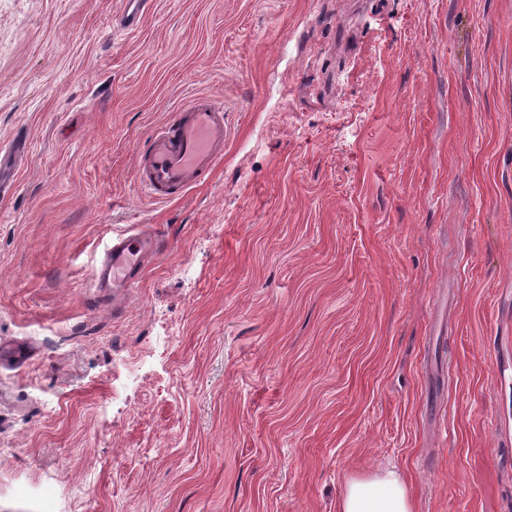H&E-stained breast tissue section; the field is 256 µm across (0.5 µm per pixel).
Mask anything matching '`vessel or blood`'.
I'll return each mask as SVG.
<instances>
[{
  "label": "vessel or blood",
  "mask_w": 512,
  "mask_h": 512,
  "mask_svg": "<svg viewBox=\"0 0 512 512\" xmlns=\"http://www.w3.org/2000/svg\"><path fill=\"white\" fill-rule=\"evenodd\" d=\"M148 0H125L119 29H137ZM224 158V105L208 95H196L184 103L172 120L152 132L140 156L138 181L154 198L173 201L208 179ZM162 254L160 236L154 231L123 234L112 242L106 257L92 273L93 287L112 291L120 302L132 288L145 261Z\"/></svg>",
  "instance_id": "b4317fda"
}]
</instances>
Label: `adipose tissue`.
<instances>
[{
	"label": "adipose tissue",
	"instance_id": "1",
	"mask_svg": "<svg viewBox=\"0 0 512 512\" xmlns=\"http://www.w3.org/2000/svg\"><path fill=\"white\" fill-rule=\"evenodd\" d=\"M336 512H416L404 471L386 462L349 476L336 501Z\"/></svg>",
	"mask_w": 512,
	"mask_h": 512
}]
</instances>
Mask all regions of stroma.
Segmentation results:
<instances>
[{"label": "stroma", "mask_w": 512, "mask_h": 512, "mask_svg": "<svg viewBox=\"0 0 512 512\" xmlns=\"http://www.w3.org/2000/svg\"><path fill=\"white\" fill-rule=\"evenodd\" d=\"M0 0V512H512V0ZM224 163L137 148L191 96ZM163 232L123 312L113 238ZM148 0H126L125 12L117 21V27L123 31L137 29L144 17ZM223 158L224 105L196 95L152 132L138 181L154 199L174 201L208 179ZM336 512H416L404 471L386 462L351 475L336 500Z\"/></svg>", "instance_id": "1"}]
</instances>
